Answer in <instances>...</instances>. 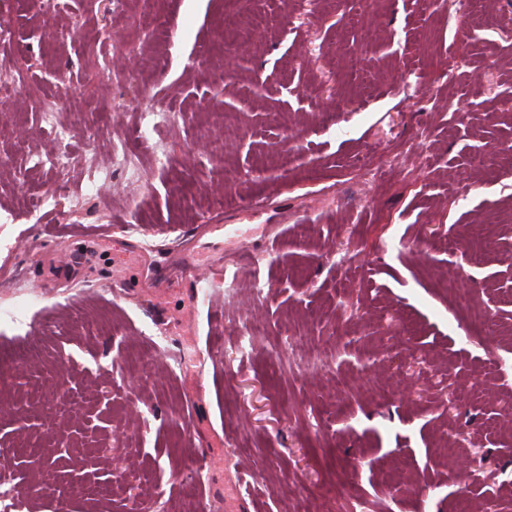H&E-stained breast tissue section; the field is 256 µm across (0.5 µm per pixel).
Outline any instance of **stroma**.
Returning <instances> with one entry per match:
<instances>
[{
  "label": "stroma",
  "mask_w": 512,
  "mask_h": 512,
  "mask_svg": "<svg viewBox=\"0 0 512 512\" xmlns=\"http://www.w3.org/2000/svg\"><path fill=\"white\" fill-rule=\"evenodd\" d=\"M241 2L0 0L14 31L0 79L34 87L0 100V307L41 301L27 328L0 327L21 375L0 394V467L53 485L29 512H64L72 486L114 471L130 504L178 510L171 476L191 455L201 512H484L512 492V372L489 362L493 335L463 334L512 322V166L465 159L512 153V0ZM116 36L130 55L113 56ZM62 74L71 93L45 114ZM218 216L245 226L252 255L237 269V243L216 242L210 261L263 299L220 279L197 298L207 265L147 277ZM144 237L153 251L129 266ZM254 319L265 335L225 366L216 350ZM148 353L142 385L116 363ZM60 389L70 401L46 405ZM23 420L49 474L17 447Z\"/></svg>",
  "instance_id": "1"
}]
</instances>
